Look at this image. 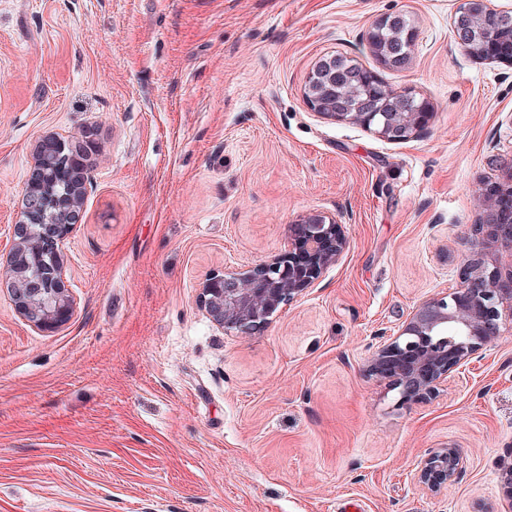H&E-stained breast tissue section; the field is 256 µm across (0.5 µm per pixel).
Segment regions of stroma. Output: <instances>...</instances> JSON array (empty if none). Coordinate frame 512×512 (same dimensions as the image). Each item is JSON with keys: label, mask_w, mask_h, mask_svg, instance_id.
Segmentation results:
<instances>
[{"label": "stroma", "mask_w": 512, "mask_h": 512, "mask_svg": "<svg viewBox=\"0 0 512 512\" xmlns=\"http://www.w3.org/2000/svg\"><path fill=\"white\" fill-rule=\"evenodd\" d=\"M456 0H0V257L32 150L93 137L62 246L69 321L0 291V512H512V325L430 400L369 375L380 332L452 291L488 190L512 177V68L456 45ZM408 14L404 65L365 32ZM340 53L428 100L402 143L315 113ZM348 244L247 335L199 302L211 272L284 252L306 214ZM462 458L433 494L411 475ZM460 465L461 457L457 448L448 444L430 451L413 479L431 493H439L456 478Z\"/></svg>", "instance_id": "obj_1"}]
</instances>
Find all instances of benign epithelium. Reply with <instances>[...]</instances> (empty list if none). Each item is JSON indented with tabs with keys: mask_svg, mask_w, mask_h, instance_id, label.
I'll list each match as a JSON object with an SVG mask.
<instances>
[{
	"mask_svg": "<svg viewBox=\"0 0 512 512\" xmlns=\"http://www.w3.org/2000/svg\"><path fill=\"white\" fill-rule=\"evenodd\" d=\"M489 17L497 24H512V7L495 9L488 0H459L454 12L453 35L462 51L473 58L487 56L512 65V49L486 51L497 41V32L482 27V43L467 39L466 31ZM329 77L320 66L307 76L304 94L316 113L335 121L358 123L389 141H405L424 128L411 103L399 104L397 112H338L327 98ZM69 146L54 136H46L35 146L22 200L19 219L14 224V246L0 264V286L9 293L16 312L39 330H52L69 320L74 301L66 288L61 249L75 226L89 180L88 149ZM74 155L79 164L69 173L67 205H43L41 187L51 158L58 168ZM493 243L512 250V219L502 217L488 203L480 223L475 225L474 258L469 260L462 279L452 292L440 293L419 303L407 323L393 336L382 332L368 364L370 375L399 390L400 401L409 403L430 398L448 383L450 374L467 364L484 347L501 336V320L512 321V268L501 272L485 265V251ZM347 246L345 225L339 216L308 214L291 225L288 250L274 255L243 272L214 271L202 286L200 302L212 321L226 333L249 334L267 322L284 303L313 285ZM56 272L45 292L22 287L31 262ZM460 454L453 444L430 451L414 473V481L432 493H439L459 473Z\"/></svg>",
	"mask_w": 512,
	"mask_h": 512,
	"instance_id": "obj_1",
	"label": "benign epithelium"
}]
</instances>
